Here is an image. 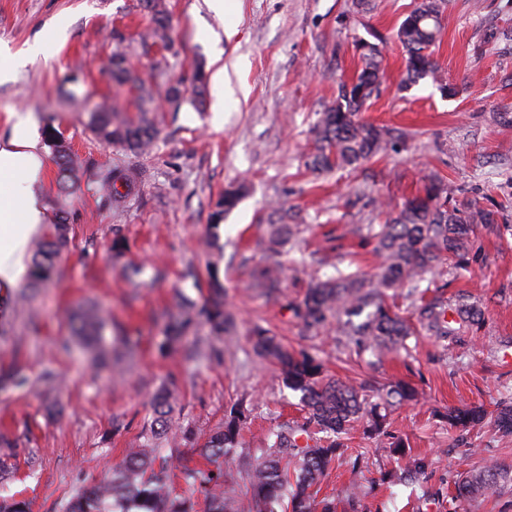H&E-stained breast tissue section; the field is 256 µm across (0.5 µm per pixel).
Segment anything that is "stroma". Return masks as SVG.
I'll return each mask as SVG.
<instances>
[{"instance_id": "obj_1", "label": "stroma", "mask_w": 512, "mask_h": 512, "mask_svg": "<svg viewBox=\"0 0 512 512\" xmlns=\"http://www.w3.org/2000/svg\"><path fill=\"white\" fill-rule=\"evenodd\" d=\"M167 2L172 50L154 48L135 65L146 71L163 59L168 80L187 82L195 67L210 70L218 58L235 96L219 115L208 103L199 110L160 103L159 134L135 157L100 142L87 126V110L103 104L134 111L131 94L112 84L102 63L115 47L113 31L136 40L149 29L137 0H0V43L10 53L59 34L53 59L0 78V138L20 128L36 140L43 168L32 193L46 223L66 213L71 239L59 282L41 286L34 302L0 287V368L17 360L35 379L26 391L0 390V431L19 440L17 471L0 488L26 498L30 512H51L122 463L165 382L175 423L193 429L199 445L242 404L248 425L237 454L254 461L273 431L305 415L299 393L256 354L252 331L260 326L367 396L399 380L415 387L420 400L398 407L390 430L411 454L432 458L434 468L413 486L380 482L396 466L390 448L352 432L348 451L364 456L362 505L365 512H448L456 469L491 458L512 466V437L486 426L456 438L444 420L451 407L492 410L512 398V0H447L434 58L457 89L452 98L428 78L399 87L404 51L395 33L413 0H237L235 11L221 17L205 0ZM360 37L378 44L384 72L381 92L362 117L403 131L404 142L355 170L313 171V126L339 85L360 70L353 48ZM48 126L62 131L75 160L79 181L66 190L44 142ZM128 163L141 173L135 194L120 209L105 206L101 175ZM430 175L448 182L456 203L497 212V231L477 229L467 270L446 266L433 276L441 298L466 292L480 300L479 328L453 348L423 334L374 360L357 354L335 325L305 330L296 308L311 283L338 268L373 272L369 225L383 224L422 194ZM232 182L246 183L248 192L212 226L214 204ZM276 205L294 226L277 255L266 248ZM116 238L124 245L118 256ZM274 263L282 293L268 298L252 288L251 273ZM212 265L226 286L235 334L215 342L201 331L200 344L214 347L210 354L161 355V312L184 296L202 301ZM86 300L112 315L118 359L108 378L82 354L55 348L68 333L65 313ZM127 335L139 339L130 358L123 355ZM46 368L60 377L49 392L37 381Z\"/></svg>"}]
</instances>
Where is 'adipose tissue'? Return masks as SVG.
I'll use <instances>...</instances> for the list:
<instances>
[{
	"label": "adipose tissue",
	"mask_w": 512,
	"mask_h": 512,
	"mask_svg": "<svg viewBox=\"0 0 512 512\" xmlns=\"http://www.w3.org/2000/svg\"><path fill=\"white\" fill-rule=\"evenodd\" d=\"M42 166L36 140H0V179L12 185L11 192L0 195V235L6 240L0 250V284L17 281L24 270L27 242L43 221V210L31 191Z\"/></svg>",
	"instance_id": "obj_1"
}]
</instances>
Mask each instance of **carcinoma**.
<instances>
[{"instance_id": "carcinoma-1", "label": "carcinoma", "mask_w": 512, "mask_h": 512, "mask_svg": "<svg viewBox=\"0 0 512 512\" xmlns=\"http://www.w3.org/2000/svg\"><path fill=\"white\" fill-rule=\"evenodd\" d=\"M140 7L150 14L151 28L136 47L117 49L109 56L106 69L119 86L134 93L136 115L130 117L99 105L88 113V125L93 134L106 143H119L129 152L139 154L155 140L157 129L152 113L157 111L154 86L163 75L162 70L144 74L135 70L130 56L136 51L146 55L154 46L171 44L170 14L166 0H139ZM430 18L414 9L400 24L396 38L405 50V78L401 88L407 89L427 77L437 80L438 68L433 58L440 40L441 18L445 0H430ZM362 64L357 83L351 91L340 85L336 101L319 113L315 124L316 151L310 165L317 170L355 168L367 159L394 148L404 137L403 132L375 126L360 116L363 107L379 91L381 84V52L371 51L360 57ZM192 91L175 84L167 87L165 100L179 109L188 103L193 107L202 103L206 83L202 71L194 76ZM59 131L47 133V143L59 166V185L66 189L74 182L75 163L68 147L60 148ZM135 172L131 167L110 169L103 178L108 193L104 204L119 207L126 202L134 188ZM246 192L243 184L231 185L215 204L211 214L213 225L224 219ZM497 223L492 210L476 206L459 207L454 203L453 191L439 178L431 177L425 184L424 195L408 201L396 217L380 225L373 234L375 255L379 259L375 274L366 278L359 273L332 275L313 283L298 316L311 330L336 321L340 333L356 346L378 355L381 352L406 345L413 335L412 326L387 305L389 293L405 284L410 292L419 291L427 275L445 262L465 268L477 225L489 227ZM70 225L62 216L48 225L44 237L38 241L33 254L31 280L42 284L58 277L59 262L69 244ZM293 234L284 216L270 225L268 250L278 251ZM252 287L266 295L280 292L278 268L266 266L254 274ZM419 327L432 336L448 341V348L465 341V337L480 325L482 310L472 297L462 293L450 302L439 298L421 300L415 310ZM164 325L158 349L169 354L183 347L186 339L202 327L210 335L221 337L231 332L233 316L224 305V285L216 274H209L206 296L202 304L182 299L174 309L163 315ZM71 336L76 343L60 339L57 349L73 354V346L89 351L100 368L112 375V345L106 341L109 321L102 311L84 304L75 306L68 318ZM257 354L276 363L282 383L288 389L301 393L308 409L302 424L286 426L276 434L275 450L259 458L247 470L252 491V512H277L284 504L290 512H337L336 500H318L310 488L324 474L333 461L343 460L351 472L362 475L361 459H344L343 435L360 423L369 437L388 434L390 411L397 405L418 399L417 390L405 382H396L372 401L351 384L326 381L322 378V364L313 356L285 347L268 331L258 328L255 333ZM31 385L26 368L15 363L0 370V388L10 386L25 390ZM173 408L167 390H161L153 401V426L150 436L140 446L127 451L123 464L109 470L96 484L80 489L68 501L60 504L58 512H198L197 502L175 493L171 487L170 459L158 450L156 441L163 439L174 446L188 441L193 433L172 421ZM448 428L460 433L469 432L491 419L496 426L512 433V401H502L490 414L482 406H464L448 409L444 415ZM247 417L241 408L226 413L224 425L208 438L199 449V455L216 467L205 472L185 468L186 478L200 483L204 512H236L235 501L226 489L223 470L237 465L235 449L240 445ZM321 437H316V434ZM18 441L0 433V483L16 468ZM401 464L399 471L386 474L382 480L409 483L424 475L432 466L425 457L405 453V443L396 438L390 442ZM291 449V456L283 459L280 449ZM456 493L448 506L455 512L461 504L472 501L493 489L512 485V468L505 469L497 461L489 460L476 470L456 472ZM0 512H29L26 500L14 495L0 494Z\"/></svg>"}]
</instances>
